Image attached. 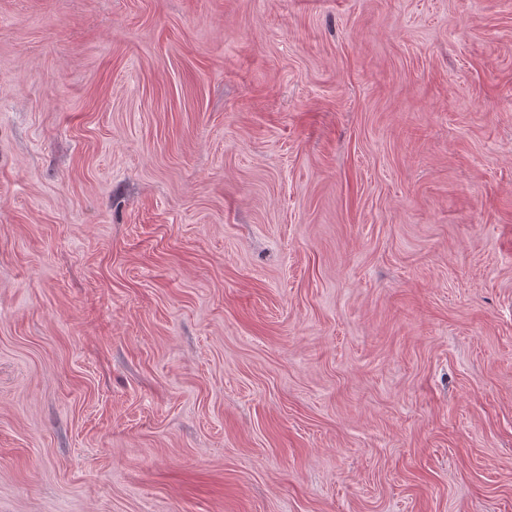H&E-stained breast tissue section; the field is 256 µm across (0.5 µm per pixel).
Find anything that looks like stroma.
Returning a JSON list of instances; mask_svg holds the SVG:
<instances>
[{"label":"stroma","mask_w":512,"mask_h":512,"mask_svg":"<svg viewBox=\"0 0 512 512\" xmlns=\"http://www.w3.org/2000/svg\"><path fill=\"white\" fill-rule=\"evenodd\" d=\"M0 512H512V0H0Z\"/></svg>","instance_id":"1"}]
</instances>
